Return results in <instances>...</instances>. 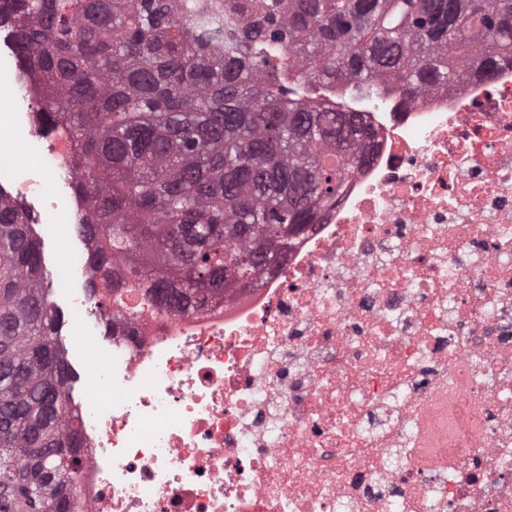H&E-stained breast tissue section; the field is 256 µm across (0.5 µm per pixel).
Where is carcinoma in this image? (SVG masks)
Here are the masks:
<instances>
[{
    "label": "carcinoma",
    "mask_w": 512,
    "mask_h": 512,
    "mask_svg": "<svg viewBox=\"0 0 512 512\" xmlns=\"http://www.w3.org/2000/svg\"><path fill=\"white\" fill-rule=\"evenodd\" d=\"M95 220L91 292L130 267L185 310L258 281L364 156L324 86L412 100L512 64V0H0ZM39 241L0 190V512H73L72 372Z\"/></svg>",
    "instance_id": "carcinoma-1"
}]
</instances>
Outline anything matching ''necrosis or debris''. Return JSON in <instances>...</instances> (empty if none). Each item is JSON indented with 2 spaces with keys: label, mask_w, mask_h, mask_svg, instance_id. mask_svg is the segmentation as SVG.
I'll use <instances>...</instances> for the list:
<instances>
[{
  "label": "necrosis or debris",
  "mask_w": 512,
  "mask_h": 512,
  "mask_svg": "<svg viewBox=\"0 0 512 512\" xmlns=\"http://www.w3.org/2000/svg\"><path fill=\"white\" fill-rule=\"evenodd\" d=\"M17 119L68 173L65 126ZM373 131L335 208L258 285L112 326L79 408L80 512H512V68L412 101L327 88Z\"/></svg>",
  "instance_id": "1"
}]
</instances>
